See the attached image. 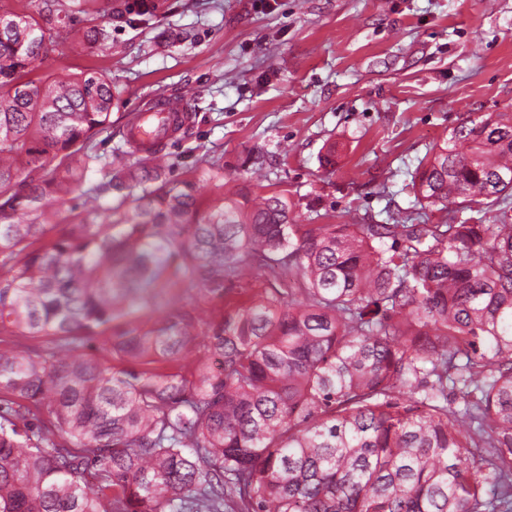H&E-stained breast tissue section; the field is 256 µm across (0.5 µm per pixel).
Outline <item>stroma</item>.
Wrapping results in <instances>:
<instances>
[{"mask_svg":"<svg viewBox=\"0 0 512 512\" xmlns=\"http://www.w3.org/2000/svg\"><path fill=\"white\" fill-rule=\"evenodd\" d=\"M146 2V21L101 44L73 50L47 32L33 74L106 71L116 128L156 98L184 99L193 123L166 152L205 206L244 188L287 197L298 224H384L412 210L409 183L455 126L512 113V0ZM304 285L293 269L259 271L198 305L214 315L255 289Z\"/></svg>","mask_w":512,"mask_h":512,"instance_id":"obj_1","label":"stroma"}]
</instances>
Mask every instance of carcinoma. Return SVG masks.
<instances>
[{"label": "carcinoma", "mask_w": 512, "mask_h": 512, "mask_svg": "<svg viewBox=\"0 0 512 512\" xmlns=\"http://www.w3.org/2000/svg\"><path fill=\"white\" fill-rule=\"evenodd\" d=\"M86 2L0 14V512H512V114L460 123L412 183L493 224H293L279 195L204 209L164 149H89L112 132L105 74L32 77ZM135 14L109 3L82 38ZM261 266L299 271L303 297L149 317L168 285L222 298Z\"/></svg>", "instance_id": "obj_1"}]
</instances>
